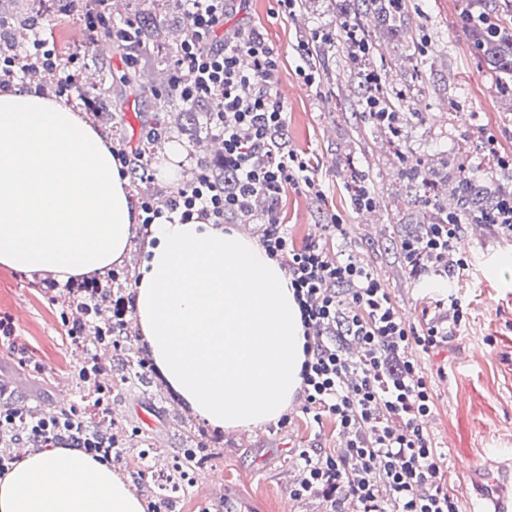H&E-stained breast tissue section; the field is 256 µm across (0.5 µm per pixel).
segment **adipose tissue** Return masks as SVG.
I'll return each instance as SVG.
<instances>
[{
    "instance_id": "1",
    "label": "adipose tissue",
    "mask_w": 512,
    "mask_h": 512,
    "mask_svg": "<svg viewBox=\"0 0 512 512\" xmlns=\"http://www.w3.org/2000/svg\"><path fill=\"white\" fill-rule=\"evenodd\" d=\"M136 214L128 178L77 112L0 92V265L89 278L122 262ZM134 313L155 366L216 428L275 422L301 386L304 329L281 265L249 235L177 220L154 227ZM0 512H146L107 461L68 447L0 478Z\"/></svg>"
}]
</instances>
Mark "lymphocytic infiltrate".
<instances>
[{
	"label": "lymphocytic infiltrate",
	"instance_id": "lymphocytic-infiltrate-1",
	"mask_svg": "<svg viewBox=\"0 0 512 512\" xmlns=\"http://www.w3.org/2000/svg\"><path fill=\"white\" fill-rule=\"evenodd\" d=\"M192 29L171 57L172 90L207 104L224 148L223 183L210 171L195 174L170 205L181 222L231 224L252 218L254 197L277 200L286 185L317 192L311 166L285 140V105L276 90L278 53L255 28L228 26L237 0H175ZM261 245L285 262L304 327L305 356L299 391L314 421L334 420L344 443L334 453L297 449L302 475L294 498L320 496L352 512H461L448 490L443 456L424 424L433 410L431 382L418 356L447 344L465 326L467 313L449 295L450 316L407 322L380 277L354 254L329 255L319 242L294 245L275 210L263 217ZM463 227L449 221L426 225L400 243L412 277H440L467 270ZM361 351L345 356L341 340ZM24 437L38 446L82 449L111 459V440L75 420L27 415L0 384V438Z\"/></svg>",
	"mask_w": 512,
	"mask_h": 512
}]
</instances>
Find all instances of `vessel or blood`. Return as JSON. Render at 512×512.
<instances>
[{"instance_id":"obj_1","label":"vessel or blood","mask_w":512,"mask_h":512,"mask_svg":"<svg viewBox=\"0 0 512 512\" xmlns=\"http://www.w3.org/2000/svg\"><path fill=\"white\" fill-rule=\"evenodd\" d=\"M461 478L483 506L480 512H512V462L503 456L463 468Z\"/></svg>"}]
</instances>
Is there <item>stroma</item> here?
Listing matches in <instances>:
<instances>
[{"instance_id": "obj_1", "label": "stroma", "mask_w": 512, "mask_h": 512, "mask_svg": "<svg viewBox=\"0 0 512 512\" xmlns=\"http://www.w3.org/2000/svg\"><path fill=\"white\" fill-rule=\"evenodd\" d=\"M301 11L283 15L277 0H248L247 20L274 45L280 55V91L285 92L286 141L289 149L309 159L319 180L320 192L311 195L286 189L276 208L295 243L315 236L327 215L342 214L346 238L324 239L328 252L347 243L355 255L384 281L403 316L422 322L432 310L438 289L424 287L409 276L397 248L399 239L418 235L417 220L424 210V193H411L400 177L404 167H439L441 160L461 166L489 191L504 187L502 178L487 179L492 160L489 139L501 152L512 154V102L497 97L485 83L478 60L461 30L458 0H407L410 22L399 33L388 32L377 19L365 18L363 26L375 46L372 74L383 87L399 95L406 120L399 136L378 133L360 119L358 79L348 58L340 52L300 59L298 41L314 34L339 31L349 0H302ZM425 36L430 50L423 60L410 55V46ZM97 66L111 70L109 95L122 112L125 143L137 146L148 117L159 104L149 88L162 74L131 76L123 50L96 57ZM328 71L333 84L326 90L308 85L303 69ZM362 172L365 184L379 204L370 211H355L346 184L350 173ZM462 248L472 256L468 271L454 275L449 285L468 313L466 327L439 352L424 355L420 364L433 388L434 410L427 430L445 453L448 489L463 512H473V500L457 483L464 467L481 461L496 448H512V239L489 228L466 225ZM39 275L0 266V315L13 317L16 334L28 353L45 367L43 373L21 365L18 358L0 349V382L14 388L15 397L30 408L56 403L68 392L70 404L84 406V390L75 379L81 352L72 345L62 320L58 288L49 295ZM121 301L127 333L118 349L103 352L112 373L114 424L138 436L136 447L116 467L132 490L144 501L168 503L170 512H328L319 498L293 499L291 485L303 462L296 451L317 448L337 451L340 439L332 419L314 422L293 401L289 422L254 429L246 437L215 432L172 398L159 377L136 391L122 383L118 357H147L138 342L133 309L134 283L111 287ZM204 443L207 456L196 464L197 481L167 501L160 486L161 467L181 449ZM153 448L154 460L141 456ZM218 474L228 487L223 506L211 499L210 474Z\"/></svg>"}]
</instances>
